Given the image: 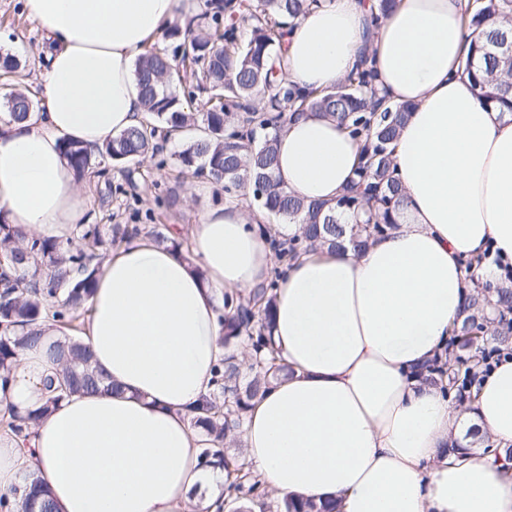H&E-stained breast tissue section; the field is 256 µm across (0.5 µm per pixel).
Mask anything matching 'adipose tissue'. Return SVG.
Instances as JSON below:
<instances>
[{
  "label": "adipose tissue",
  "instance_id": "1",
  "mask_svg": "<svg viewBox=\"0 0 512 512\" xmlns=\"http://www.w3.org/2000/svg\"><path fill=\"white\" fill-rule=\"evenodd\" d=\"M199 0H23L42 31L48 66L41 109L0 114V223L64 240L88 223L63 144L96 149L144 116L134 69L165 25ZM467 0H397L372 23L368 0H321L287 28L283 65L304 89L333 87L361 61L395 102L412 104L394 151L404 204L396 227L351 245L308 251L276 266L261 211L210 208L189 231L190 257L140 234L100 263L85 340L109 392L75 396L33 429L28 447L0 434V495L24 473L50 490L56 512H185L195 486L224 498L221 469L202 466L192 410L214 389L226 353L224 294L275 280L272 341L291 375L251 407L245 457L280 498L333 501L339 512H512V468L482 446L449 453L462 421L512 446V358L455 407L418 378L443 352L468 294L467 259L496 283L512 264V115L488 109L460 76ZM288 193L326 201L351 179L357 142L335 121L305 114L278 137ZM50 370L20 351L0 417L39 406Z\"/></svg>",
  "mask_w": 512,
  "mask_h": 512
}]
</instances>
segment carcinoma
<instances>
[{
	"label": "carcinoma",
	"instance_id": "cac0c4a2",
	"mask_svg": "<svg viewBox=\"0 0 512 512\" xmlns=\"http://www.w3.org/2000/svg\"><path fill=\"white\" fill-rule=\"evenodd\" d=\"M318 0H206L201 12L163 32L165 47L151 46L137 60L135 78L146 112L141 125L127 129L93 154L78 142L64 153L79 177L102 174L111 161L120 172L159 154L156 134L200 127L204 136L186 144L177 154L180 167L195 178L223 185L225 200L240 201L262 185L260 206L273 218L301 224V235L288 242L294 258L316 247L336 249L349 237L353 247L366 244L363 235H383L394 228L403 203L401 181L393 167L394 144L412 106L392 103L380 94L376 71L361 67L328 90L297 87L276 65L290 21ZM470 38L462 76L489 108L512 114V0H470L465 10ZM193 88L174 94L170 85ZM207 94L202 112H187L198 94ZM36 95L17 92L5 104L13 119L22 121L36 111ZM314 112L332 118L360 143L359 163L350 183L336 199L306 203L284 189L276 176L277 139L290 118ZM354 217L353 231L340 223ZM150 223L112 226L103 235L98 224H79L66 241L28 236L0 224V380L7 381L18 352L43 347L59 366L44 381V402L26 414L0 420L4 431L18 438L66 397L97 391L101 379L91 365L92 355L72 321L89 312L96 285L99 256L118 235L147 234L169 241L168 225ZM270 281L244 297L224 292V336L228 349L214 368V391L194 410L193 426L204 432L209 447L200 453L206 466L221 467L227 476V504L232 512H253L255 501L267 496L258 475L242 452H230L226 439L244 425L251 401L279 377L288 374L271 335ZM74 332L49 336L45 323ZM493 326V344L486 346L481 331ZM254 356L249 373L237 363L242 335ZM448 347L464 354L454 362L433 359L427 377L448 378V389L460 400L472 398L479 375L495 354L512 355V278L509 285L490 288L471 281L464 318L453 323ZM22 502L0 496V512H54L50 491L38 477L23 478ZM275 512H335L314 500H279Z\"/></svg>",
	"mask_w": 512,
	"mask_h": 512
}]
</instances>
